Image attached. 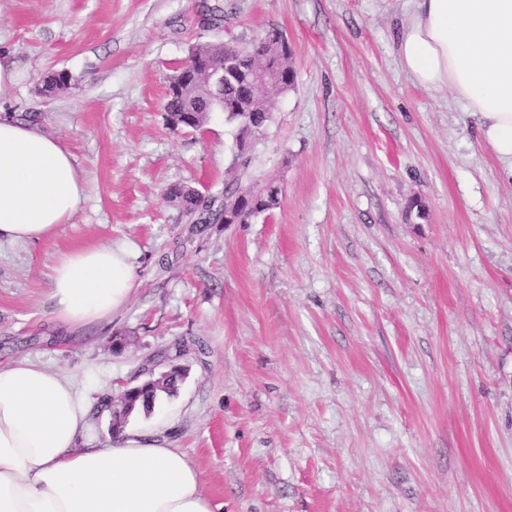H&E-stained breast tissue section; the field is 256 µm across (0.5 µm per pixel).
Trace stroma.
I'll return each instance as SVG.
<instances>
[{
  "label": "stroma",
  "mask_w": 512,
  "mask_h": 512,
  "mask_svg": "<svg viewBox=\"0 0 512 512\" xmlns=\"http://www.w3.org/2000/svg\"><path fill=\"white\" fill-rule=\"evenodd\" d=\"M220 5L219 25L201 24ZM409 0H0V110L78 160L85 202L47 244L0 246V363L98 373L84 440L142 369L182 367L126 429L166 438L223 512H512V167L398 43ZM288 37L251 176L280 203L191 224L169 192L215 195L234 129L173 130L165 87L199 40ZM66 73L45 95L41 80ZM131 242L139 288L62 340L46 267Z\"/></svg>",
  "instance_id": "obj_1"
}]
</instances>
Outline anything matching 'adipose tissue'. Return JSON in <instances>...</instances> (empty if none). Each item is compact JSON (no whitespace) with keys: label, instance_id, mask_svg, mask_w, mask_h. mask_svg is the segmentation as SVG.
Wrapping results in <instances>:
<instances>
[{"label":"adipose tissue","instance_id":"ef3b65f1","mask_svg":"<svg viewBox=\"0 0 512 512\" xmlns=\"http://www.w3.org/2000/svg\"><path fill=\"white\" fill-rule=\"evenodd\" d=\"M398 55L413 80L448 89L512 166V0H413ZM76 160L38 125L0 114V244L53 239L84 200ZM50 317L104 327L137 290L133 253L100 244L57 253ZM92 403L82 380L29 357L0 364V512H221L199 468L139 430L84 443Z\"/></svg>","mask_w":512,"mask_h":512}]
</instances>
